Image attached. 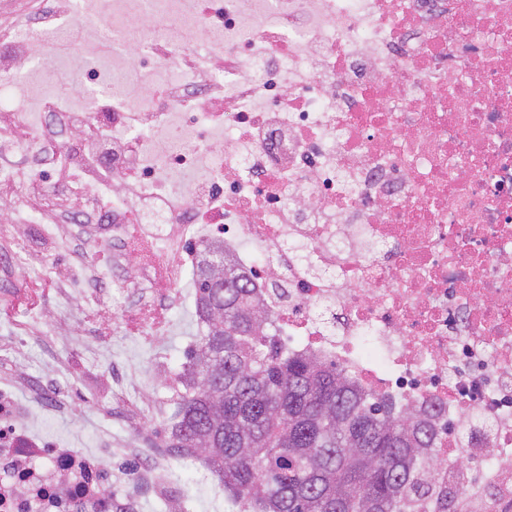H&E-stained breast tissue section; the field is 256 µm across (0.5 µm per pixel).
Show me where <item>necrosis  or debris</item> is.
I'll use <instances>...</instances> for the list:
<instances>
[{
	"instance_id": "1",
	"label": "necrosis or debris",
	"mask_w": 512,
	"mask_h": 512,
	"mask_svg": "<svg viewBox=\"0 0 512 512\" xmlns=\"http://www.w3.org/2000/svg\"><path fill=\"white\" fill-rule=\"evenodd\" d=\"M35 0L0 19V71L69 29L125 53L135 104L37 89L0 106V237L28 250L85 227L111 250L135 336L167 328L199 248L223 244L298 352L366 391L428 409L430 484L472 512H512V0ZM306 249L321 267L310 274ZM95 271L58 282L100 306ZM28 392L20 405L17 389ZM123 453L62 448L30 425L64 398L12 368L0 385V512H186L174 449L142 426L158 406L114 373Z\"/></svg>"
}]
</instances>
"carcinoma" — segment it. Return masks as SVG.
I'll return each instance as SVG.
<instances>
[{
  "instance_id": "obj_1",
  "label": "carcinoma",
  "mask_w": 512,
  "mask_h": 512,
  "mask_svg": "<svg viewBox=\"0 0 512 512\" xmlns=\"http://www.w3.org/2000/svg\"><path fill=\"white\" fill-rule=\"evenodd\" d=\"M199 256L205 330L165 446L204 453L240 512H418L433 428L286 348L224 248L205 244Z\"/></svg>"
}]
</instances>
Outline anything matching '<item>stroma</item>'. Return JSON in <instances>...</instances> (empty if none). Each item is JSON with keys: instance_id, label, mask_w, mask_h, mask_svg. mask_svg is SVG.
Segmentation results:
<instances>
[{"instance_id": "35a3bbf8", "label": "stroma", "mask_w": 512, "mask_h": 512, "mask_svg": "<svg viewBox=\"0 0 512 512\" xmlns=\"http://www.w3.org/2000/svg\"><path fill=\"white\" fill-rule=\"evenodd\" d=\"M102 60L106 61V69L116 82H125L126 72L120 60L108 58L106 49L101 47L85 53L79 60L45 55L35 62L31 72L23 73L9 92L16 98L28 97L31 87L42 84L45 74L58 72L68 79ZM44 262L40 282L55 284L57 277L73 275L76 263L83 262L98 271L104 287L112 285V253L93 240L74 238L64 249L48 254ZM181 292L188 300L169 311L167 332L137 339L124 334L119 325L123 305L109 297L105 298L104 305L111 312L115 327L111 336L104 338L95 334L94 310L78 313L67 305L56 304L53 292L41 295L38 308L52 307L58 314L76 315L85 322L83 329L52 346L32 336L21 337L15 326V315L0 309V339L24 340L22 369L32 381H41L51 362L63 361L69 366L68 379L60 384L69 401L68 407L57 413H46L36 423L35 430L45 441L72 440L79 447L93 448L103 434H110L116 440L125 436L126 431L120 424L104 418L109 403L107 382L116 369L146 382L151 399L175 403L178 394L185 390L181 376L186 367V354L201 331L193 301L194 286H183ZM172 474L189 492L187 512H237L236 506L225 496L218 477H202L192 459H179Z\"/></svg>"}]
</instances>
